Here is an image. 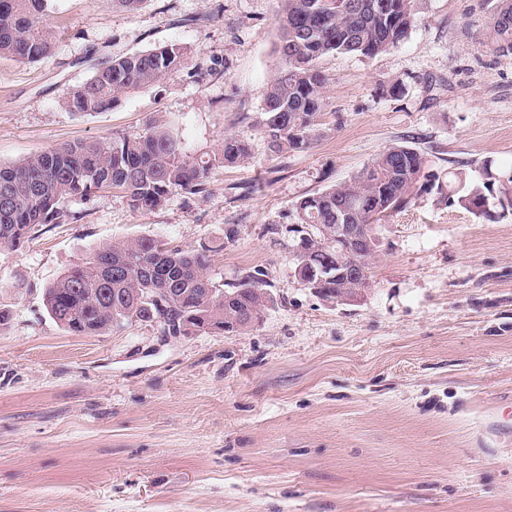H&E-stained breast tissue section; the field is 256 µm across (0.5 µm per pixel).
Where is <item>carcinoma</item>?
Segmentation results:
<instances>
[{
    "instance_id": "1",
    "label": "carcinoma",
    "mask_w": 512,
    "mask_h": 512,
    "mask_svg": "<svg viewBox=\"0 0 512 512\" xmlns=\"http://www.w3.org/2000/svg\"><path fill=\"white\" fill-rule=\"evenodd\" d=\"M278 25L282 66L272 78L259 130L272 151L302 152L326 132V77L319 67L329 54L374 58L398 46L415 22L414 0H286ZM48 0H0V58L20 63L49 57L57 33L46 23ZM489 39L496 53L512 55V0H498ZM185 48L172 43L116 58L70 92L67 107L78 114L102 112L130 88L159 82L181 66ZM252 145L224 137L219 153H187L168 128L154 124L118 138L64 145L16 164L0 165V250L18 251L44 224L68 218L63 203L101 190H123L136 209L162 207L174 194L204 189L219 164L250 158ZM450 206L497 222L512 213V166L481 163L478 175L448 172V182L429 170L424 153L408 144L378 153L348 182L306 196L294 205L297 232L327 239L319 258L350 260L336 250V225L368 224L405 208L413 196L436 191ZM211 249L182 250L142 236L97 247L44 290L53 320L77 336H98L124 321L151 322L174 335L239 333L267 309L256 290L265 280L256 270L224 290L210 277ZM353 282L333 279L322 297L341 301ZM236 293L224 308V292ZM254 315L255 321L233 315Z\"/></svg>"
}]
</instances>
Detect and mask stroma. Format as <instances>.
Segmentation results:
<instances>
[{
	"label": "stroma",
	"mask_w": 512,
	"mask_h": 512,
	"mask_svg": "<svg viewBox=\"0 0 512 512\" xmlns=\"http://www.w3.org/2000/svg\"><path fill=\"white\" fill-rule=\"evenodd\" d=\"M496 4L416 0L397 47L324 57L335 122L283 155L257 127L283 0L134 12L49 0L51 56L0 59V164L154 123L193 153L234 135L252 155L155 210L120 191L70 200L71 220L0 252V512H512V215L483 222L415 197L379 226L371 284L352 302L323 301L291 260L295 203L389 146L413 141L441 175L512 164V55L488 40ZM170 43L186 58L159 82L69 111L100 63ZM140 236L211 246L220 285L262 270L272 306L226 335L57 325L45 288L95 246Z\"/></svg>",
	"instance_id": "1"
}]
</instances>
